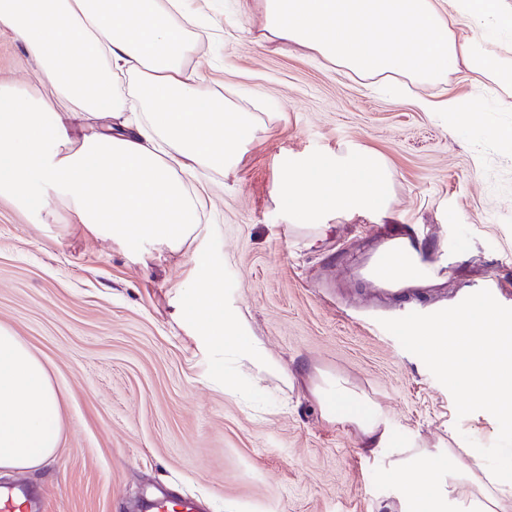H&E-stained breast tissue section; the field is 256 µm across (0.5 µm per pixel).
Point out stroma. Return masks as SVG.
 <instances>
[{
    "label": "stroma",
    "mask_w": 512,
    "mask_h": 512,
    "mask_svg": "<svg viewBox=\"0 0 512 512\" xmlns=\"http://www.w3.org/2000/svg\"><path fill=\"white\" fill-rule=\"evenodd\" d=\"M209 30L189 64L224 102L267 113L229 176L202 174L210 246L224 261L255 334L270 353L310 373L347 379L386 420L395 447L371 455L348 427L278 381L247 399L224 393L170 316L167 292L183 277L168 253L141 264L81 233L61 202L43 218L0 199V326L50 370L60 401L54 455L0 484L39 491L43 512H144L164 490L202 512H399L414 486L390 471L398 450L467 435L491 445L496 419L457 418L450 392L380 324L454 306L494 278L512 307V148L494 130L512 111L467 70L444 85L394 89L291 46L264 39L260 0H194ZM43 88L21 45L0 36V84ZM479 99L468 123L421 111L416 98ZM370 149L391 173L387 216L335 219L312 244L273 200L282 156ZM423 229L425 258L444 257L443 282L422 300L376 297L355 277L383 231Z\"/></svg>",
    "instance_id": "35a3bbf8"
}]
</instances>
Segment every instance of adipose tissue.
I'll return each mask as SVG.
<instances>
[{
	"mask_svg": "<svg viewBox=\"0 0 512 512\" xmlns=\"http://www.w3.org/2000/svg\"><path fill=\"white\" fill-rule=\"evenodd\" d=\"M265 28L363 77L475 81L512 90V60L488 54L512 30L504 0H261ZM196 17L186 0H0V34L20 42L45 94L0 85V196L35 217L65 203L74 223L145 260L168 250L187 272L168 292L172 318L236 395L265 378L305 383L327 422L375 454L391 438L378 409L339 377L303 376L256 336L202 222L204 188L185 178L234 172L265 128L225 108L187 66ZM391 178L377 153L284 157L275 183L287 222L323 236L328 216L386 214ZM61 415L47 366L0 326V470L34 468L58 446ZM393 472L419 490L401 512H506L512 471L475 450L421 449ZM470 486L453 495L449 478Z\"/></svg>",
	"mask_w": 512,
	"mask_h": 512,
	"instance_id": "ef3b65f1",
	"label": "adipose tissue"
}]
</instances>
